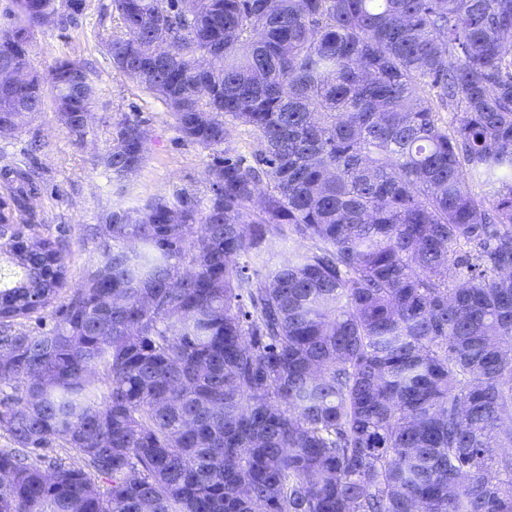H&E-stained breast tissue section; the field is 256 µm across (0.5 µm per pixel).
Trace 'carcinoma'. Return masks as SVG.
<instances>
[{"label": "carcinoma", "instance_id": "obj_1", "mask_svg": "<svg viewBox=\"0 0 512 512\" xmlns=\"http://www.w3.org/2000/svg\"><path fill=\"white\" fill-rule=\"evenodd\" d=\"M12 2L0 66L26 73L0 83V136L48 94L82 139L90 72L28 57L86 0ZM110 8L113 69L186 139L244 126L255 149L212 164L204 205L181 189L112 212L38 333L13 322L62 287L60 241L0 240V512H512V455L492 453L512 447V0ZM142 131L117 125L116 178ZM9 174L21 210L30 179ZM276 237L310 247L281 264ZM54 444L82 466L32 465Z\"/></svg>", "mask_w": 512, "mask_h": 512}]
</instances>
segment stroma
Here are the masks:
<instances>
[{
  "mask_svg": "<svg viewBox=\"0 0 512 512\" xmlns=\"http://www.w3.org/2000/svg\"><path fill=\"white\" fill-rule=\"evenodd\" d=\"M87 4L77 27L37 32L29 56L31 68L41 72L64 57L90 66L101 105L95 108L83 139L69 133L49 103L15 133L0 137V168L30 170L38 184L26 210L16 213L17 224L35 225L62 244L68 278L59 301L70 298L95 270L97 225L114 211L178 188L207 197V171L214 157L212 151L182 137L159 100L113 70L105 48L114 26L106 13L110 0H87ZM128 118L138 120L146 131V151L141 168L120 183L101 159L112 146L117 124Z\"/></svg>",
  "mask_w": 512,
  "mask_h": 512,
  "instance_id": "obj_1",
  "label": "stroma"
}]
</instances>
